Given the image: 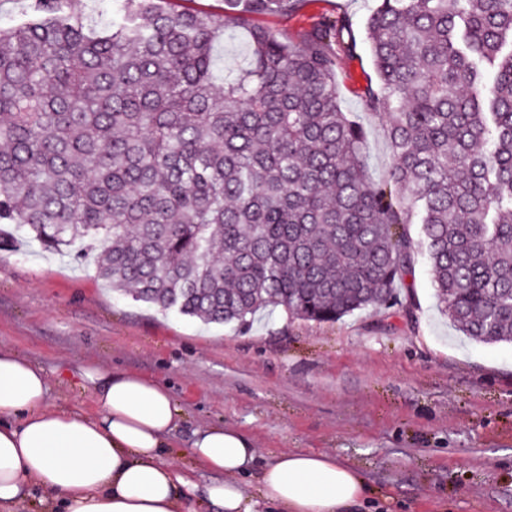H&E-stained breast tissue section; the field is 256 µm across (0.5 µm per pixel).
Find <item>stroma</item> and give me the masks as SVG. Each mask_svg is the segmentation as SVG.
<instances>
[{"label":"stroma","instance_id":"1","mask_svg":"<svg viewBox=\"0 0 512 512\" xmlns=\"http://www.w3.org/2000/svg\"><path fill=\"white\" fill-rule=\"evenodd\" d=\"M373 0H300L254 25L301 42L329 20H349L354 47L337 48L341 106L364 130L374 179L392 155L384 121L367 106L377 85L365 23ZM0 249V348L42 367L54 405L93 413L73 372L87 360L169 384L180 410L163 461L197 490L190 512H215L213 473L189 447L222 424L249 435L258 464L318 451L353 466L366 487L358 512H512V344L460 336L440 315L432 272L415 256L409 312L374 309L335 322L256 316L247 329L204 325L112 292L89 259Z\"/></svg>","mask_w":512,"mask_h":512}]
</instances>
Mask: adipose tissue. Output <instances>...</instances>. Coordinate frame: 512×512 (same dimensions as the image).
<instances>
[{"label":"adipose tissue","instance_id":"1","mask_svg":"<svg viewBox=\"0 0 512 512\" xmlns=\"http://www.w3.org/2000/svg\"><path fill=\"white\" fill-rule=\"evenodd\" d=\"M77 377L93 415L51 406L44 369L0 351V512L34 486L49 494L50 512H184L195 486L161 460L179 414L168 384L99 365L79 366ZM189 451L218 474L206 495L221 512H252L240 478L255 465L280 512H348L365 495L357 473L326 452L257 465L252 440L235 428L198 430Z\"/></svg>","mask_w":512,"mask_h":512}]
</instances>
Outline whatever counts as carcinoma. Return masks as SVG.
Instances as JSON below:
<instances>
[{
  "label": "carcinoma",
  "mask_w": 512,
  "mask_h": 512,
  "mask_svg": "<svg viewBox=\"0 0 512 512\" xmlns=\"http://www.w3.org/2000/svg\"><path fill=\"white\" fill-rule=\"evenodd\" d=\"M38 2L0 27V247L97 241L116 292L241 328L396 305L422 249L462 335L512 342V0H375L367 104L394 155L378 181L326 43L345 21L299 44L254 27L229 69L225 28L297 0H115L101 29Z\"/></svg>",
  "instance_id": "carcinoma-1"
}]
</instances>
